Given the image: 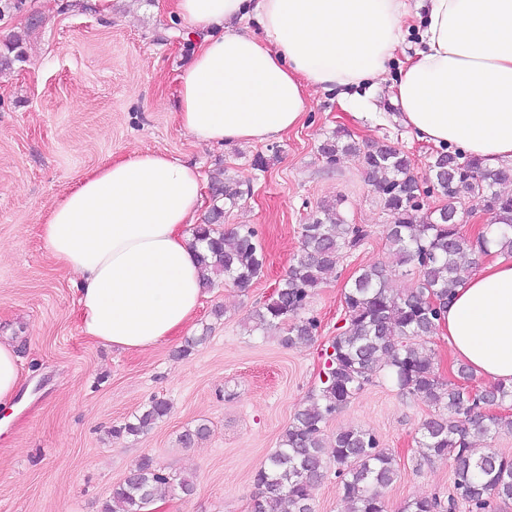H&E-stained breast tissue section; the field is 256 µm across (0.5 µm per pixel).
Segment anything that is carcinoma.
Returning a JSON list of instances; mask_svg holds the SVG:
<instances>
[{
  "label": "carcinoma",
  "mask_w": 512,
  "mask_h": 512,
  "mask_svg": "<svg viewBox=\"0 0 512 512\" xmlns=\"http://www.w3.org/2000/svg\"><path fill=\"white\" fill-rule=\"evenodd\" d=\"M23 36L18 34L0 53V69L25 61ZM330 166L339 157H360L369 182L381 197L388 217L386 240L392 264L363 267L355 272L343 294L346 323L333 337L324 368L326 379L318 393L309 396L286 429L280 447L255 476L258 492L251 512H313L314 489L327 468L325 449H333V465L343 497L351 512H386L385 491L397 480L392 453L380 447L377 436L362 427L349 428L327 439L324 427L340 408L353 399L378 374H385L400 390L419 394L440 408L421 425L419 447L428 457L453 461L456 498L444 506L441 500L420 498L408 505L410 512H453L455 499L469 512H496L498 504L512 501V459L492 448H476L471 434L512 432V416L488 412L512 402V387L495 384L474 392L464 381L469 368L457 369L458 381L438 373L433 353L425 351L436 333L448 297L469 276L472 265L498 253L512 256V195L497 186L512 179V166L487 168L476 159L460 160V154L439 152L429 165L424 182L446 204L416 222V213L428 199L417 196L418 176L409 156L390 145L361 147L351 134L336 129L319 147ZM213 200L205 222L193 228V238L205 244L197 255L207 283L224 277L234 287L246 289L260 276L266 255L258 230L248 226L224 228V207L243 197L241 183L224 180V172L211 174ZM465 199L486 205L490 221L475 236L460 230ZM368 230L349 224L338 205H322L301 227V246L294 263L273 294L255 309L253 329L280 330L281 342L292 346L312 339L319 324L301 312L315 290L325 283L345 252L357 249ZM405 268L415 275L414 286L393 287V278ZM169 403L153 400L120 431L138 435L169 412ZM170 477L149 456L141 457L125 481L112 492V504L104 512H147L165 494Z\"/></svg>",
  "instance_id": "obj_1"
}]
</instances>
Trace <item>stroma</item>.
<instances>
[{
  "mask_svg": "<svg viewBox=\"0 0 512 512\" xmlns=\"http://www.w3.org/2000/svg\"><path fill=\"white\" fill-rule=\"evenodd\" d=\"M40 23L28 29V15ZM173 0H112L104 17L81 0H21L0 19V47L25 36V62L0 73V341L21 355L27 395L13 416L0 410V512H104L112 490L145 455L171 479L159 512H250L256 472L295 413L321 386L325 350L343 326V292L355 269L390 263L387 216L361 161L334 167L318 148L336 129L359 144L401 148L425 175L437 152L405 126L388 84L360 87L367 115L355 119L333 91L311 94L303 123L276 141L224 147L195 141L175 114L176 77L194 43L184 39ZM170 155L203 174L223 169L250 193L224 210L228 225L256 227L266 263L242 291L215 279L177 336L131 353L88 340L78 328L75 274L59 268L41 236L54 203L86 171L131 151ZM263 155L264 169L252 160ZM369 236L340 261L304 314L312 340L283 345L251 331L249 316L271 296L300 246V228L322 204ZM193 349H185L187 340ZM170 412L139 435L113 436L152 400ZM434 411L378 375L328 421L326 435L373 430L394 454L398 480L387 512L422 497L452 494L453 466L418 448ZM207 425L184 445L182 435ZM192 478L184 494L179 482Z\"/></svg>",
  "mask_w": 512,
  "mask_h": 512,
  "instance_id": "obj_1",
  "label": "stroma"
}]
</instances>
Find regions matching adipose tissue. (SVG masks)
Returning <instances> with one entry per match:
<instances>
[{
  "instance_id": "1",
  "label": "adipose tissue",
  "mask_w": 512,
  "mask_h": 512,
  "mask_svg": "<svg viewBox=\"0 0 512 512\" xmlns=\"http://www.w3.org/2000/svg\"><path fill=\"white\" fill-rule=\"evenodd\" d=\"M421 47L394 101L420 140L488 168L512 164V0H421ZM206 30L178 74L177 118L198 142L264 143L302 124L312 92L384 81L408 0H174ZM197 167L134 151L85 172L51 208L42 237L76 274L79 329L129 352L191 320L202 272L186 229L202 205ZM440 329L455 361L512 386V259L482 264L454 291Z\"/></svg>"
}]
</instances>
